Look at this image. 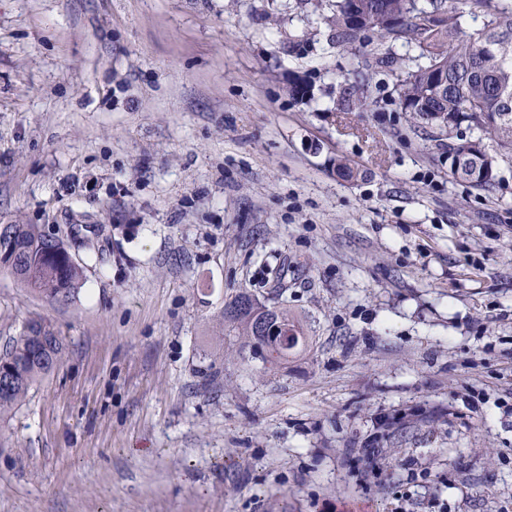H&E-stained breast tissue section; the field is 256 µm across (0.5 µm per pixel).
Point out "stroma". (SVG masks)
Listing matches in <instances>:
<instances>
[{
  "instance_id": "35a3bbf8",
  "label": "stroma",
  "mask_w": 512,
  "mask_h": 512,
  "mask_svg": "<svg viewBox=\"0 0 512 512\" xmlns=\"http://www.w3.org/2000/svg\"><path fill=\"white\" fill-rule=\"evenodd\" d=\"M328 13L0 0V224L86 276L59 305L0 272V351L33 321L65 346L0 423V512H512V162L452 178L399 108L401 42ZM242 291L311 346L221 332Z\"/></svg>"
}]
</instances>
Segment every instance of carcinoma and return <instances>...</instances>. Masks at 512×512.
Instances as JSON below:
<instances>
[{
	"label": "carcinoma",
	"mask_w": 512,
	"mask_h": 512,
	"mask_svg": "<svg viewBox=\"0 0 512 512\" xmlns=\"http://www.w3.org/2000/svg\"><path fill=\"white\" fill-rule=\"evenodd\" d=\"M327 24L336 37L354 41L363 32L400 41L397 58L406 78L398 100L414 124L429 125L448 135L451 176L478 188L495 184L500 163L512 158V0H332ZM485 18L477 36L464 34L465 15ZM312 85L299 77L289 94L311 97ZM0 238V267L21 287L51 303L75 299L85 280L84 268L68 247L37 224H10ZM230 323L249 338L253 353L286 360L277 336H259L257 327L290 325L288 348L301 349L307 336L299 320L279 305L270 316L242 291L228 304ZM63 344L53 328L29 324L0 353V422L26 402L31 389L61 360Z\"/></svg>",
	"instance_id": "carcinoma-1"
}]
</instances>
